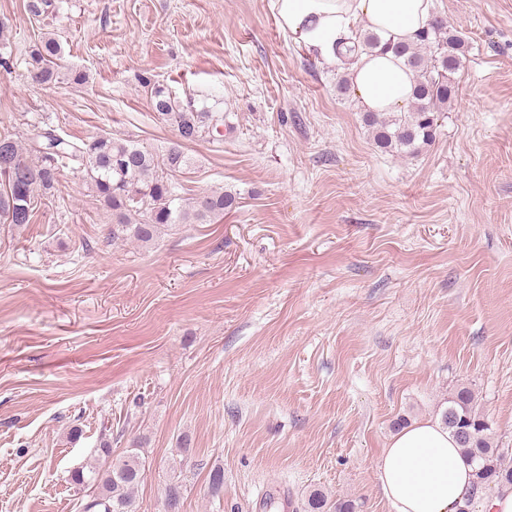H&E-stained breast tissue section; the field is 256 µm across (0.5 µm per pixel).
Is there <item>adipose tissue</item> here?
I'll use <instances>...</instances> for the list:
<instances>
[{
	"label": "adipose tissue",
	"mask_w": 512,
	"mask_h": 512,
	"mask_svg": "<svg viewBox=\"0 0 512 512\" xmlns=\"http://www.w3.org/2000/svg\"><path fill=\"white\" fill-rule=\"evenodd\" d=\"M280 26L319 58L333 62L361 33L410 44L426 28L434 0H271ZM360 110L389 114L411 103L413 74L390 51L362 52L346 71ZM391 512H457L472 491L473 467L439 418L396 433L377 463Z\"/></svg>",
	"instance_id": "adipose-tissue-1"
}]
</instances>
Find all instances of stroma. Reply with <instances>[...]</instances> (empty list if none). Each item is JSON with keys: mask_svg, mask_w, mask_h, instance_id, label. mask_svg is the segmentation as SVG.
<instances>
[{"mask_svg": "<svg viewBox=\"0 0 512 512\" xmlns=\"http://www.w3.org/2000/svg\"><path fill=\"white\" fill-rule=\"evenodd\" d=\"M29 2L0 0V127L164 152L150 75L224 115L186 146L181 196L239 205L111 242L67 168L31 224L0 228V512H80L70 474L104 439L116 456L141 441L142 512L175 481L180 512H265L280 491L305 512L317 488L390 512L382 448L463 386L512 448V0H436L468 49L414 156L375 146L271 0ZM47 33L83 83L31 80Z\"/></svg>", "mask_w": 512, "mask_h": 512, "instance_id": "1", "label": "stroma"}]
</instances>
